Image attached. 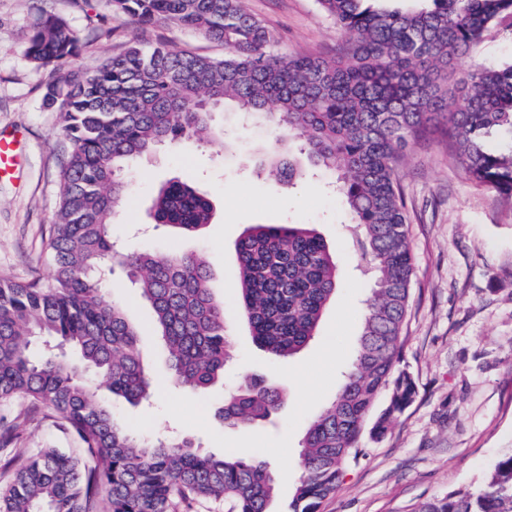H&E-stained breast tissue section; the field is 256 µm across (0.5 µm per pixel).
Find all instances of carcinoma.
<instances>
[{"mask_svg": "<svg viewBox=\"0 0 512 512\" xmlns=\"http://www.w3.org/2000/svg\"><path fill=\"white\" fill-rule=\"evenodd\" d=\"M108 2L142 25L198 31L226 52L210 58L136 44L91 73L76 71L70 60L79 43L67 20L37 9L25 57L50 71L43 105L60 111L68 147L48 242L50 277L0 279V404L26 400L24 421L58 416L79 447L6 459L0 512H189L200 498L222 499L233 512H268L274 478L266 461L217 457L185 437L133 435L68 357L78 352L85 370L132 405L152 398L138 328L105 298L106 272L118 267L152 305L172 382L201 392L224 376L233 344L204 261L125 253L108 218L126 195L124 170L143 155L207 133L228 147L209 122L226 105L244 123L264 117L274 135L257 174L279 185L335 176L353 245L368 260L370 297L355 359L301 442L303 473L289 512H319L358 458L362 436L384 437L416 396L412 376L398 368L413 274L399 162L441 117L448 151L466 178L512 200V64L455 76L457 59L512 17V0H428L412 10L316 0L347 35L334 56L274 52V35L243 0ZM211 212L207 195L171 180L158 189L151 217L188 236ZM236 254L240 312L255 344L276 357L298 353L339 287L335 253L310 224H256ZM385 391L388 403L376 413ZM282 399L277 384L248 378L224 397L218 417L229 426H262ZM22 426L1 421L0 445L17 439ZM413 512H512V454L481 489L454 490Z\"/></svg>", "mask_w": 512, "mask_h": 512, "instance_id": "1", "label": "carcinoma"}]
</instances>
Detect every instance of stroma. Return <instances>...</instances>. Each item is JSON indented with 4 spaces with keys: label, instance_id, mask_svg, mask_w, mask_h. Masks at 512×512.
Masks as SVG:
<instances>
[{
    "label": "stroma",
    "instance_id": "1",
    "mask_svg": "<svg viewBox=\"0 0 512 512\" xmlns=\"http://www.w3.org/2000/svg\"><path fill=\"white\" fill-rule=\"evenodd\" d=\"M275 35L278 51L335 53L343 37L316 0H245ZM66 16L80 52L73 69L89 71L134 42L163 41L220 58L222 43L171 23L142 26L114 12L107 0H48ZM35 0H0V130L21 131L23 155L13 177L0 179V278L29 281L52 272L47 242L59 208L66 144L60 112L45 109L46 69L24 57ZM512 61V18L492 25L458 72ZM240 149L224 155L219 141L162 146L126 173L129 191L115 207L112 234L129 252L194 251L205 259L209 286L223 301L234 359L224 378L203 392L175 388L150 304L137 285L115 272L106 297L140 327L141 345L159 391L134 407L113 399L95 375L88 382L111 402L115 416L146 438H191L221 455L247 452L270 463L278 492L270 512H287L302 475L300 444L310 420L336 396L340 373L359 344L362 300L369 283L351 278L360 261L344 239L347 216L323 181L272 187L258 179L259 153L250 128H237ZM414 271L403 330L400 369L417 386L414 402L379 442L365 441L336 493L319 512H410L414 504L460 488L482 486L493 466L512 453V203L476 187L448 151L441 131L412 145L398 167ZM176 178L212 203V218L196 236L153 224L160 184ZM253 224H309L336 251L342 282L317 333L300 353L276 358L253 342L239 316L236 243ZM276 382L284 398L262 428L222 423L224 395L247 377Z\"/></svg>",
    "mask_w": 512,
    "mask_h": 512
}]
</instances>
